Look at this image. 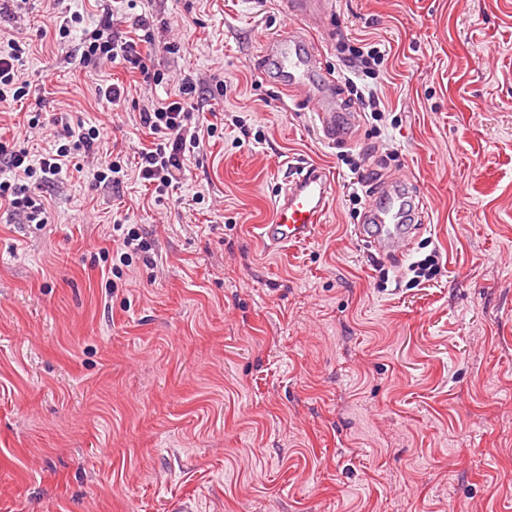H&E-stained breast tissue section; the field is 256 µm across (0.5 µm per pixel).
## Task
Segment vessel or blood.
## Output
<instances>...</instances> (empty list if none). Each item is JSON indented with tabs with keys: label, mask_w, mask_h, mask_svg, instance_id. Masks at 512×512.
Instances as JSON below:
<instances>
[{
	"label": "vessel or blood",
	"mask_w": 512,
	"mask_h": 512,
	"mask_svg": "<svg viewBox=\"0 0 512 512\" xmlns=\"http://www.w3.org/2000/svg\"><path fill=\"white\" fill-rule=\"evenodd\" d=\"M279 5L303 29L325 30L328 0H279ZM263 56L270 73L289 93L314 101L315 125L324 141L336 143L355 128V113L339 111L330 82L317 79L319 59L303 50L298 33L268 39ZM401 184L398 191L383 189L378 201L369 205L365 223L355 228L357 237L390 260L410 253L424 220L421 205H410L402 193L403 188L412 187V180L402 179ZM333 191L332 181L321 169L312 165L294 169L274 201L270 223L258 225V238L271 250L307 241L321 224Z\"/></svg>",
	"instance_id": "b4317fda"
}]
</instances>
